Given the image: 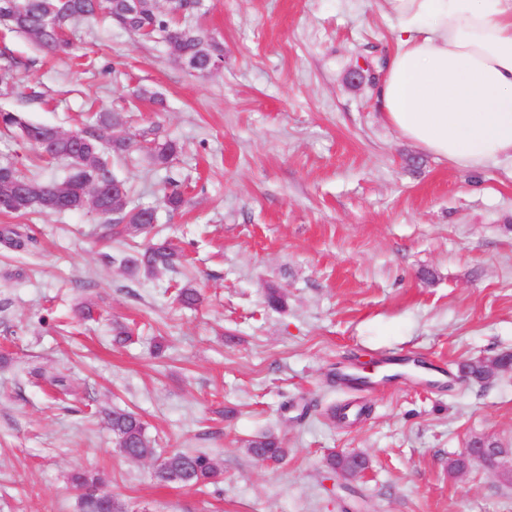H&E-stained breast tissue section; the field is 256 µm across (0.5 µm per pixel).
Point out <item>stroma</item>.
I'll return each mask as SVG.
<instances>
[{
	"instance_id": "stroma-1",
	"label": "stroma",
	"mask_w": 512,
	"mask_h": 512,
	"mask_svg": "<svg viewBox=\"0 0 512 512\" xmlns=\"http://www.w3.org/2000/svg\"><path fill=\"white\" fill-rule=\"evenodd\" d=\"M204 4L190 24L224 48L204 75L101 17L72 26L68 56L0 39L27 64L0 109L65 131L91 107L120 112L124 134L159 123L182 147L171 174L189 201L169 213L168 173L141 153L113 158L132 204L156 208L185 250L179 271L150 279L108 263L124 246L98 238L92 209L0 214L37 239L0 244V512H78L74 469L105 473L130 512H512V485L448 471L472 437L512 448V373L458 374L512 353V162L474 175L385 122L387 0ZM5 160L69 172L0 131ZM187 283L202 294L193 310L174 302ZM118 323L138 327L122 347ZM35 367L62 371L74 395ZM112 408L140 414L160 448L207 451L222 483L155 481L116 448L100 417ZM264 434L282 461L247 454ZM335 452L369 467L337 481L324 466Z\"/></svg>"
}]
</instances>
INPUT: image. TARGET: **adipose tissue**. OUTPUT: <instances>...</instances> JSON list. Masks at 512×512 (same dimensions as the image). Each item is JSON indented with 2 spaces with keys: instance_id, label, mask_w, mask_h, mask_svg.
<instances>
[{
  "instance_id": "1",
  "label": "adipose tissue",
  "mask_w": 512,
  "mask_h": 512,
  "mask_svg": "<svg viewBox=\"0 0 512 512\" xmlns=\"http://www.w3.org/2000/svg\"><path fill=\"white\" fill-rule=\"evenodd\" d=\"M396 43L377 102L398 133L462 170L512 160V0H388Z\"/></svg>"
}]
</instances>
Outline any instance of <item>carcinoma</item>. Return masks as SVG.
Segmentation results:
<instances>
[{"instance_id":"cac0c4a2","label":"carcinoma","mask_w":512,"mask_h":512,"mask_svg":"<svg viewBox=\"0 0 512 512\" xmlns=\"http://www.w3.org/2000/svg\"><path fill=\"white\" fill-rule=\"evenodd\" d=\"M200 0H172L164 7L146 5L136 13L126 11L122 0H0V17L11 16L4 21L8 30L25 35L39 48L52 54H69L72 45L65 36L67 25L78 18L93 19L100 14L108 16L120 27L147 38L164 42L173 59L184 69L197 74L209 73L214 64L223 59L221 50L211 38L183 25V21L198 11ZM26 64L8 57L0 67V95L14 93L17 73ZM119 125L115 112L98 111L83 120L73 133L82 135L85 142L73 145L69 139H53V127L33 124L19 112L0 110V128L15 131L31 145L38 146L42 139L53 140L49 157L65 158L71 166L62 181L37 180L23 174L10 162H0V195L12 192L18 184L28 187L30 198L14 206L0 209L1 214L27 216L44 213L81 211L90 206L104 217L102 237L129 240L147 236L153 223L148 216L153 208L133 206L129 200V188L118 181L122 194L112 196V156H126L141 151V145L151 144L147 151L151 164L167 171L173 168L178 144L163 135L157 125L149 126L139 134L121 136L114 133ZM162 202L178 211L186 204L181 181L167 178ZM0 240L8 246L23 250L36 243V238L17 229L5 228ZM184 258L182 249L167 239L152 238L143 247L117 257L109 262H119L123 271L130 275L154 277L158 273L173 270ZM175 301L183 308L193 309L201 302L197 289L183 286L178 289ZM104 420L115 436L121 453L135 462L153 464V477L163 483L177 482L184 486H207L221 482L223 472L206 452L170 451L159 452L155 442L146 432L142 417L132 411L112 409L103 412ZM250 456L277 462L287 454L282 442L273 434H264L253 440L247 448ZM333 471L351 475L360 466H368L361 454L340 458L331 455L326 461ZM70 483L81 490L79 512H102L105 480L99 475L75 471Z\"/></svg>"}]
</instances>
